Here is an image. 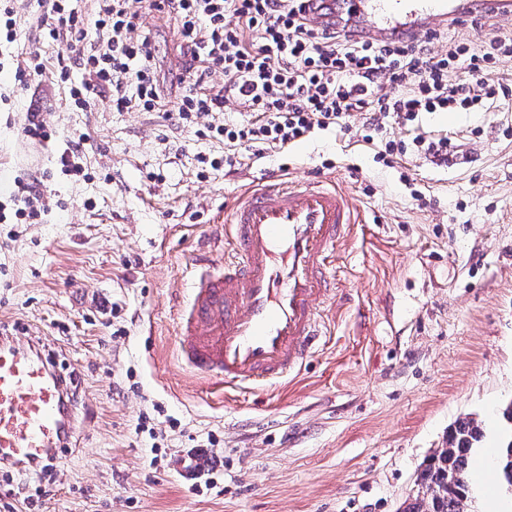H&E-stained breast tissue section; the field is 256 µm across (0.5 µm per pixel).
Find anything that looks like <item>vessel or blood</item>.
I'll use <instances>...</instances> for the list:
<instances>
[{
	"label": "vessel or blood",
	"mask_w": 512,
	"mask_h": 512,
	"mask_svg": "<svg viewBox=\"0 0 512 512\" xmlns=\"http://www.w3.org/2000/svg\"><path fill=\"white\" fill-rule=\"evenodd\" d=\"M350 25L378 33L429 32L450 22L455 0H324ZM356 215L334 180L246 190L233 207L235 256L222 271L199 266L182 316L181 352L210 380L259 386L299 373L320 334L321 304L335 297L330 264ZM72 393L39 343L0 328V467L54 463L76 435Z\"/></svg>",
	"instance_id": "1"
}]
</instances>
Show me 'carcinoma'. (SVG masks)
Instances as JSON below:
<instances>
[{"instance_id":"carcinoma-1","label":"carcinoma","mask_w":512,"mask_h":512,"mask_svg":"<svg viewBox=\"0 0 512 512\" xmlns=\"http://www.w3.org/2000/svg\"><path fill=\"white\" fill-rule=\"evenodd\" d=\"M483 437L476 420H459L448 434V447L436 449L421 470L416 495L403 512H463L471 501V464ZM496 467L512 485V440L498 449Z\"/></svg>"}]
</instances>
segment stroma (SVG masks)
<instances>
[{
	"instance_id": "1",
	"label": "stroma",
	"mask_w": 512,
	"mask_h": 512,
	"mask_svg": "<svg viewBox=\"0 0 512 512\" xmlns=\"http://www.w3.org/2000/svg\"><path fill=\"white\" fill-rule=\"evenodd\" d=\"M14 7L9 54L46 67L24 84L0 69V202L52 178L43 223L0 224V327L42 342L91 419L51 472H0V512H399L457 420L481 422L483 447L512 441V58L489 111L424 115L458 139L456 164L410 151L388 167L357 118L227 169L222 143L165 112L71 109L53 68L69 47L44 40L35 0ZM479 20L440 27L434 51L512 36V15ZM138 23L174 97L177 28L146 5ZM32 112L50 141L24 137ZM78 137L86 174L68 176L57 157ZM327 175L361 221L336 247L322 337L291 381L214 386L177 335L197 261L230 254L244 188Z\"/></svg>"
}]
</instances>
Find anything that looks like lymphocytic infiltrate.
Here are the masks:
<instances>
[{
  "label": "lymphocytic infiltrate",
  "mask_w": 512,
  "mask_h": 512,
  "mask_svg": "<svg viewBox=\"0 0 512 512\" xmlns=\"http://www.w3.org/2000/svg\"><path fill=\"white\" fill-rule=\"evenodd\" d=\"M42 2L40 28L50 40L74 47L61 79L68 80L73 66L84 72L69 87L71 107L90 111L105 95L119 112L165 110L177 123L203 127L222 141L230 167L240 149L283 148L317 128L343 131L358 112L366 113L367 129L380 134L392 122L414 125L424 112L485 111L499 94L487 72L512 56V37L477 47L455 41L441 55L407 33L365 39L316 25L311 0H150L174 19L182 38L188 78L179 98L168 102L155 75V44L138 31L140 0H94L90 17L68 0ZM216 73L225 78L218 89L211 84ZM229 100L254 112V119L216 123ZM410 149L445 162L458 144L452 136L424 132L408 144L385 141L378 156L390 163ZM45 187L36 177L20 182L12 209L0 205V223H42Z\"/></svg>",
  "instance_id": "f902f5d3"
}]
</instances>
